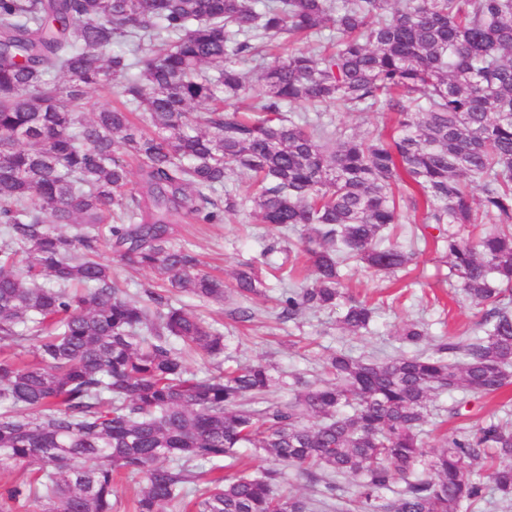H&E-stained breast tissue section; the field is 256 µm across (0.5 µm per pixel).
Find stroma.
Segmentation results:
<instances>
[{
    "label": "stroma",
    "mask_w": 512,
    "mask_h": 512,
    "mask_svg": "<svg viewBox=\"0 0 512 512\" xmlns=\"http://www.w3.org/2000/svg\"><path fill=\"white\" fill-rule=\"evenodd\" d=\"M177 245L202 256L208 272L229 277L242 264H261L265 258L279 261L287 244L280 233L261 224L246 211L228 217L221 224H191L179 221L174 226ZM449 265L442 252L420 250L410 273L376 274L366 268L343 269L342 275L350 297L362 300L375 310L367 330L359 334L343 332L338 326L342 309L307 312L293 321L275 320L273 312L283 288L269 279L264 296L248 299L230 298L224 304H208L183 297L185 307L204 316L224 334L225 358L217 360L190 356L186 366L200 377L217 372L225 362L272 365L278 386L269 395L287 400V381L292 374L309 377L321 374L325 357L341 351L355 358H387L405 352L396 336L404 324L415 322L424 327L427 339L424 349H432L439 338L454 336L465 341L480 335L477 310L448 277ZM248 310L250 320H240L239 310ZM461 404L462 416L455 425L467 427L488 417L512 419V385L503 388L492 400L465 392L442 393L433 400V411L423 426L427 447L440 446L452 426L446 425V411Z\"/></svg>",
    "instance_id": "35a3bbf8"
}]
</instances>
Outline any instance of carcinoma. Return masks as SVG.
Segmentation results:
<instances>
[{
	"mask_svg": "<svg viewBox=\"0 0 512 512\" xmlns=\"http://www.w3.org/2000/svg\"><path fill=\"white\" fill-rule=\"evenodd\" d=\"M285 37L298 47L283 57ZM119 78L123 108L84 115L86 95ZM292 104L392 112L396 125L334 127ZM237 171L242 194L227 188ZM245 209L298 233L291 269L312 268L276 319L335 309L350 261L411 265L388 230L418 216L484 336L386 359L334 353L324 377H294L287 402L267 397L262 364L189 373L185 355L216 359L224 336L177 296L222 303L225 285L172 243V220ZM100 243L162 285L131 299ZM232 280L242 297L267 288L253 265ZM373 317L352 301L340 323L357 334ZM425 339L416 324L401 333ZM0 342L38 354L0 358V463L36 465L10 502L113 512L115 478L134 473L133 512H315L276 492L289 467L331 495L354 479L361 512H467L490 488L512 508L511 421L429 451L420 436L435 395L512 383V0H0ZM240 448L273 466L198 470L233 467Z\"/></svg>",
	"mask_w": 512,
	"mask_h": 512,
	"instance_id": "1",
	"label": "carcinoma"
}]
</instances>
